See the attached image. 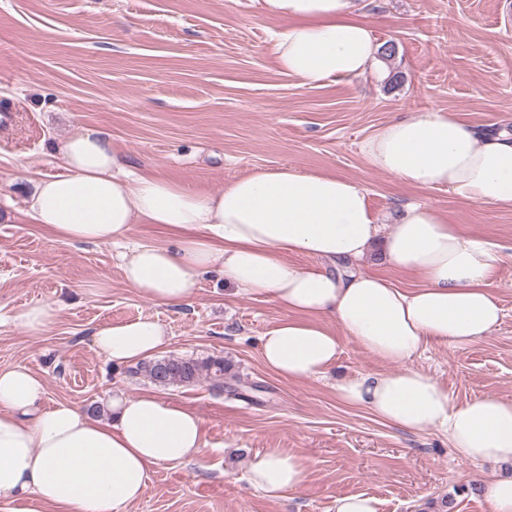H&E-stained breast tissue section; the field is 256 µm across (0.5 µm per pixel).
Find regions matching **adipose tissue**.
<instances>
[{"label": "adipose tissue", "mask_w": 512, "mask_h": 512, "mask_svg": "<svg viewBox=\"0 0 512 512\" xmlns=\"http://www.w3.org/2000/svg\"><path fill=\"white\" fill-rule=\"evenodd\" d=\"M258 3L261 15L284 22L272 34L283 75L318 86L361 77L376 64L379 47L357 0ZM360 150L371 169L402 184L512 208V131L429 110L389 121ZM58 151L65 171L36 183L27 215L73 243L126 244L123 277L139 296L180 306L203 274L218 271L237 292L283 310L259 339L276 375H325L340 336H348L393 369L338 383V401L402 430L440 432L461 460L512 464V399L456 403L411 365L430 345H472L499 326L498 245L463 233L425 204L398 212L380 233L366 190L336 173L269 168L202 194L134 170L98 129H78ZM135 224L161 225L169 243L127 244ZM377 244L387 263L417 275L420 286L405 290L371 273L332 270L338 261L363 260ZM293 254L318 263L290 264ZM327 318L333 327L324 326ZM167 342L164 326L149 317L94 333L98 350L116 364L149 358ZM112 412L101 419L67 402L47 404L40 377L0 369V499L33 498L58 512H129L152 469L205 452L198 415L155 394L115 398ZM248 473L254 489L277 498L304 482L306 464L268 448Z\"/></svg>", "instance_id": "1"}]
</instances>
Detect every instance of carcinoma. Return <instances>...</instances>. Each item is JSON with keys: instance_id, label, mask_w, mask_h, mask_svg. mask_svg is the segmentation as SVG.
Here are the masks:
<instances>
[{"instance_id": "1", "label": "carcinoma", "mask_w": 512, "mask_h": 512, "mask_svg": "<svg viewBox=\"0 0 512 512\" xmlns=\"http://www.w3.org/2000/svg\"><path fill=\"white\" fill-rule=\"evenodd\" d=\"M130 376L142 375L160 388L173 386L190 387L208 380L212 386L224 389V380L237 378L232 365L218 356L178 357L164 356L141 362L128 369Z\"/></svg>"}]
</instances>
